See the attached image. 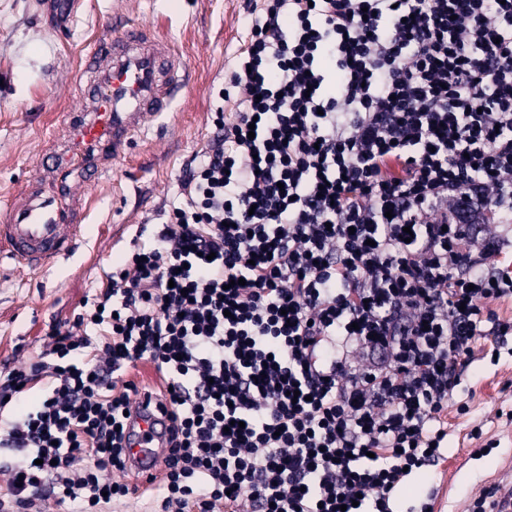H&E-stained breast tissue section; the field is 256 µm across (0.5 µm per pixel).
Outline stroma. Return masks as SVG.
I'll use <instances>...</instances> for the list:
<instances>
[{
  "instance_id": "35a3bbf8",
  "label": "stroma",
  "mask_w": 512,
  "mask_h": 512,
  "mask_svg": "<svg viewBox=\"0 0 512 512\" xmlns=\"http://www.w3.org/2000/svg\"><path fill=\"white\" fill-rule=\"evenodd\" d=\"M247 0H82L58 17L49 0H0V199L17 191L42 162L40 137L72 93L83 54L108 24H147L173 42L189 88L168 116L137 134L99 179L86 234L72 256L43 271L0 261V362L39 352L51 320L71 319L108 284L141 228L158 222L165 201L213 131L235 57L250 38ZM471 365L444 422L445 457L415 473L396 494L394 512L430 500L431 512H472L491 485L512 487V352L476 337Z\"/></svg>"
}]
</instances>
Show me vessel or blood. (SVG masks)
I'll return each mask as SVG.
<instances>
[{
	"label": "vessel or blood",
	"instance_id": "b4317fda",
	"mask_svg": "<svg viewBox=\"0 0 512 512\" xmlns=\"http://www.w3.org/2000/svg\"><path fill=\"white\" fill-rule=\"evenodd\" d=\"M81 106L60 118L47 145L53 161L0 210V256L42 271L71 256L86 219L89 175L113 161L188 87L186 65L147 26L112 29L86 51L77 77Z\"/></svg>",
	"mask_w": 512,
	"mask_h": 512
}]
</instances>
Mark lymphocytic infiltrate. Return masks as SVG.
Returning a JSON list of instances; mask_svg holds the SVG:
<instances>
[{
  "label": "lymphocytic infiltrate",
  "mask_w": 512,
  "mask_h": 512,
  "mask_svg": "<svg viewBox=\"0 0 512 512\" xmlns=\"http://www.w3.org/2000/svg\"><path fill=\"white\" fill-rule=\"evenodd\" d=\"M230 111L149 243L0 365V512H393L512 324V0H248ZM151 365L159 388L128 374ZM41 387L7 418V401Z\"/></svg>",
  "instance_id": "f902f5d3"
}]
</instances>
